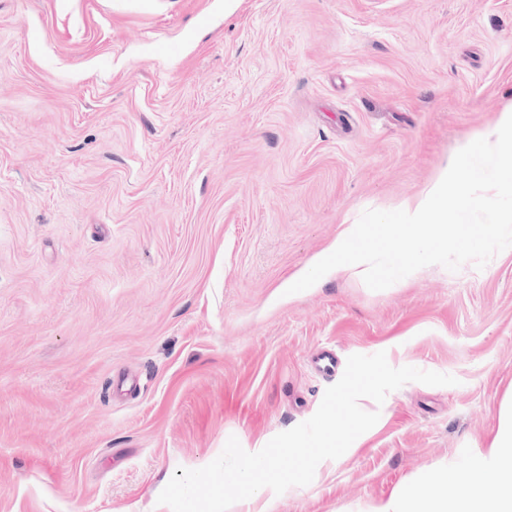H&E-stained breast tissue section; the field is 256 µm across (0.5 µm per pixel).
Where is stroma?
<instances>
[{"label":"stroma","mask_w":512,"mask_h":512,"mask_svg":"<svg viewBox=\"0 0 512 512\" xmlns=\"http://www.w3.org/2000/svg\"><path fill=\"white\" fill-rule=\"evenodd\" d=\"M512 105V0H0V512H170L178 468L309 419L340 360L409 382L362 448L229 512L436 489L512 388V248L288 287Z\"/></svg>","instance_id":"stroma-1"}]
</instances>
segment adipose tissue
Listing matches in <instances>:
<instances>
[{"instance_id": "obj_1", "label": "adipose tissue", "mask_w": 512, "mask_h": 512, "mask_svg": "<svg viewBox=\"0 0 512 512\" xmlns=\"http://www.w3.org/2000/svg\"><path fill=\"white\" fill-rule=\"evenodd\" d=\"M435 480L442 494L427 495L419 483H404L371 512H512V394L502 400L484 449L466 464L448 465Z\"/></svg>"}]
</instances>
